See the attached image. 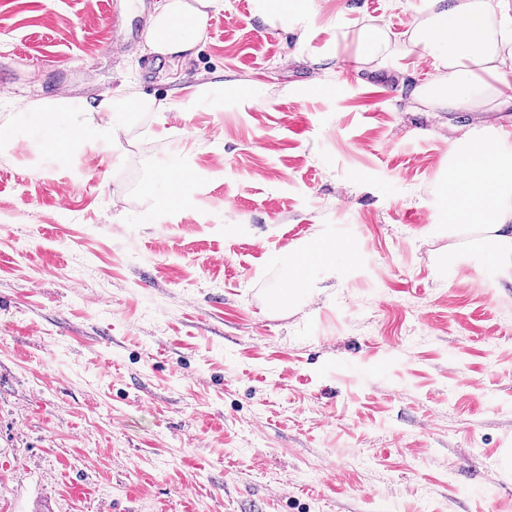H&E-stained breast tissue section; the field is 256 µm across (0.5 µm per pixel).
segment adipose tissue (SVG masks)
<instances>
[{
	"label": "adipose tissue",
	"mask_w": 512,
	"mask_h": 512,
	"mask_svg": "<svg viewBox=\"0 0 512 512\" xmlns=\"http://www.w3.org/2000/svg\"><path fill=\"white\" fill-rule=\"evenodd\" d=\"M218 0H160L145 35V51L185 66L206 36L208 11ZM501 0H432L429 13L411 27L406 42L391 40L377 22L357 36V56L368 64L394 53L420 49L432 59L435 77L412 97L434 112H472L489 88L490 78L512 72V27L495 25ZM169 105L124 83L93 104L74 108L66 98L39 104L50 115L44 131L47 148L67 151L86 140H113L118 124L135 123L144 112ZM107 121H95L97 113ZM448 190L443 197L449 229L478 224L487 236L484 250L493 263L512 274V154L489 138L454 140L448 152Z\"/></svg>",
	"instance_id": "obj_1"
}]
</instances>
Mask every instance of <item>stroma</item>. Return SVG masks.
<instances>
[{"label":"stroma","mask_w":512,"mask_h":512,"mask_svg":"<svg viewBox=\"0 0 512 512\" xmlns=\"http://www.w3.org/2000/svg\"><path fill=\"white\" fill-rule=\"evenodd\" d=\"M155 3L0 0V512H512V280L442 206L471 115L355 61L430 0H221L180 69ZM124 80L171 111L44 146L34 104ZM304 0H254L255 13L279 20L284 27L298 23L304 14Z\"/></svg>","instance_id":"stroma-1"}]
</instances>
